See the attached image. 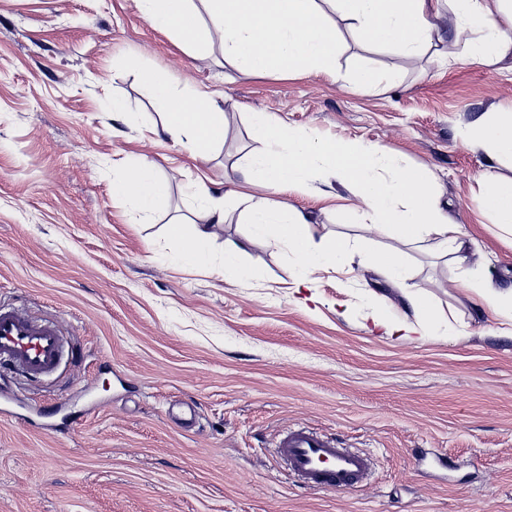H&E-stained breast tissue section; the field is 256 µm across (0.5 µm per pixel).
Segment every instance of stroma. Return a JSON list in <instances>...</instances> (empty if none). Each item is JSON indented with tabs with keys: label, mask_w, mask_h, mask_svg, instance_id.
Segmentation results:
<instances>
[{
	"label": "stroma",
	"mask_w": 512,
	"mask_h": 512,
	"mask_svg": "<svg viewBox=\"0 0 512 512\" xmlns=\"http://www.w3.org/2000/svg\"><path fill=\"white\" fill-rule=\"evenodd\" d=\"M438 9L439 40L413 57L366 45L327 11L341 41L334 78L238 70L220 42L190 49L134 0H0V300L56 320L75 355L45 382L0 374L16 400L0 416V512H512V324L462 287L465 265L431 241L398 246L349 190L319 195V179L316 192L281 195L315 239L401 248L408 277L366 264L302 285L237 200L264 193L239 173L263 149L252 113L373 143L431 174L468 263L511 287L512 234L482 208L487 157L462 133L512 110V54L473 59L453 37L452 0ZM362 64L398 79L350 88L342 75ZM147 72L223 108L224 140L206 159L152 134L162 109ZM142 159L168 184L146 218L112 198ZM198 181L223 198L224 222L208 265L183 266L167 229L205 223L189 194ZM228 240L254 277L225 278ZM410 293L451 336L405 341L374 326L382 309L412 317ZM293 425L368 453L370 480L304 488L275 455Z\"/></svg>",
	"instance_id": "stroma-1"
}]
</instances>
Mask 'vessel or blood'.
Instances as JSON below:
<instances>
[{
  "mask_svg": "<svg viewBox=\"0 0 512 512\" xmlns=\"http://www.w3.org/2000/svg\"><path fill=\"white\" fill-rule=\"evenodd\" d=\"M68 354L59 325L0 305V362L32 378H49ZM288 474L303 486L318 490L359 487L371 471L363 452L343 448L335 440L308 427H291L277 448Z\"/></svg>",
  "mask_w": 512,
  "mask_h": 512,
  "instance_id": "vessel-or-blood-1",
  "label": "vessel or blood"
}]
</instances>
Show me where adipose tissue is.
<instances>
[{"label":"adipose tissue","instance_id":"1","mask_svg":"<svg viewBox=\"0 0 512 512\" xmlns=\"http://www.w3.org/2000/svg\"><path fill=\"white\" fill-rule=\"evenodd\" d=\"M439 0H328L331 9L351 22L368 44L391 48L411 56L429 46L437 27ZM504 0H455L454 38L471 44L475 58L491 60L512 49V8ZM146 81L164 111L161 132L185 141L198 157L224 139V112L207 94L190 95L173 91L166 78L147 75ZM255 135L264 144L261 153L247 159L242 167L245 181L258 182L276 192L312 190L310 179L322 174L336 179L359 198L362 210L380 230L389 232L401 244L437 241L456 262H464V240L456 225L450 224L429 190L426 176L403 166L397 157L376 144L355 140L315 138L310 131H294L263 112L252 115ZM466 142L482 149L489 165L484 177L492 185L483 205L497 224L512 232V180L501 178L497 165L512 162V113L486 112L470 124ZM167 184L158 179L148 163L129 168L113 183L112 194L130 202L137 210L153 211L165 197ZM194 197L206 210L208 221L184 233L182 225L168 227L171 238L179 240L178 260L189 266L207 264V247L213 229L224 222V202L199 188ZM253 233L288 252L302 278L327 269H342L353 259L377 262L393 281L407 277L399 252H373L367 244L350 246L334 238L315 244L304 213L285 202L251 197L244 210ZM415 321L395 320L386 312L374 318L375 327L399 339L412 334H441L442 324L424 297L408 298Z\"/></svg>","mask_w":512,"mask_h":512}]
</instances>
